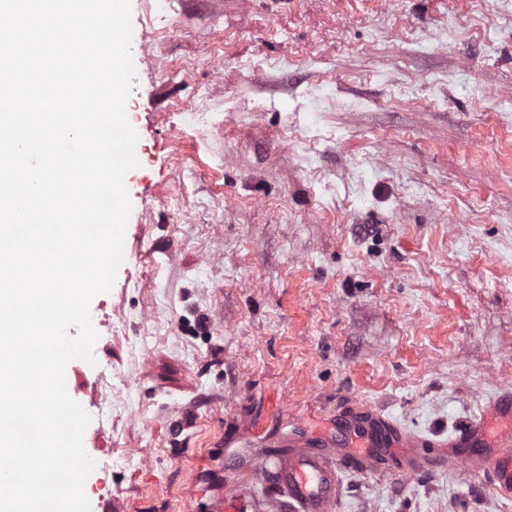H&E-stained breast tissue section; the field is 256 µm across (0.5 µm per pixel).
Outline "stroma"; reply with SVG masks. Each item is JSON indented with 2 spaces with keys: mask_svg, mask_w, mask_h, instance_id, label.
I'll use <instances>...</instances> for the list:
<instances>
[{
  "mask_svg": "<svg viewBox=\"0 0 512 512\" xmlns=\"http://www.w3.org/2000/svg\"><path fill=\"white\" fill-rule=\"evenodd\" d=\"M131 11L135 221L65 373L91 415L129 377L83 438L120 512H278L248 474L299 424L361 403L438 440L512 387V0ZM395 468L343 470L336 512H512L462 466Z\"/></svg>",
  "mask_w": 512,
  "mask_h": 512,
  "instance_id": "stroma-1",
  "label": "stroma"
}]
</instances>
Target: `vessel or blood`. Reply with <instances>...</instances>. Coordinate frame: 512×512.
Returning <instances> with one entry per match:
<instances>
[{
  "label": "vessel or blood",
  "instance_id": "1",
  "mask_svg": "<svg viewBox=\"0 0 512 512\" xmlns=\"http://www.w3.org/2000/svg\"><path fill=\"white\" fill-rule=\"evenodd\" d=\"M428 444V438L359 406L337 418L333 435L290 433L286 450L269 455L265 469L288 512H331L342 489L340 463L350 456L365 469L377 457H400L404 475L460 463L476 473H491L498 489L511 495L512 391L499 394L478 419L441 440L438 456L422 454Z\"/></svg>",
  "mask_w": 512,
  "mask_h": 512
}]
</instances>
